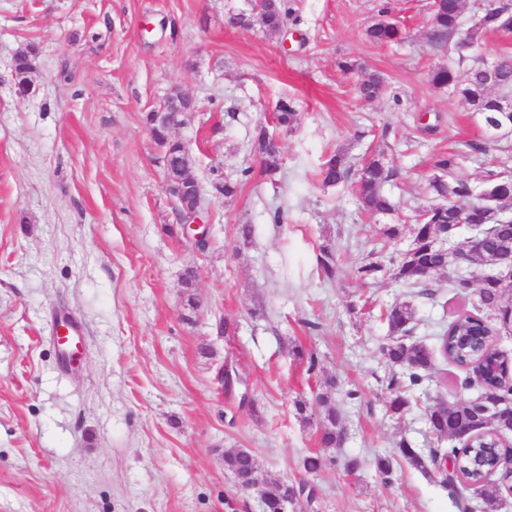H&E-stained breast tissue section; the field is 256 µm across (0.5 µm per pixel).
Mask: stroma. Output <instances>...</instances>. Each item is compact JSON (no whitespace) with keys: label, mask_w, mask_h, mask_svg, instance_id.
<instances>
[{"label":"stroma","mask_w":512,"mask_h":512,"mask_svg":"<svg viewBox=\"0 0 512 512\" xmlns=\"http://www.w3.org/2000/svg\"><path fill=\"white\" fill-rule=\"evenodd\" d=\"M385 4L402 43L366 36ZM288 6L300 39L287 52L281 34L230 25L249 0H0V512H262L224 467L232 448L312 489L296 512H459L461 499L480 500L479 487L445 486L397 455L403 437L435 446L424 415L434 399L476 390L442 361L404 418L388 414L380 312L408 291L356 269L371 250L386 261L409 247L436 155L457 153V175L479 187L487 171L512 170V149L487 142L468 105L431 83L448 55L431 45L430 0ZM30 44L38 92L22 99L12 61ZM346 59L383 77L377 98L359 97ZM174 93L196 103L179 135L201 187L202 247L182 232L143 119ZM283 99L299 122L277 131L269 173L252 139ZM339 152L354 163L381 153L396 170L397 238L358 222L352 183H321ZM219 176L239 182L234 197L212 196ZM325 246L332 280L318 265ZM361 298L369 312L351 314ZM476 302L440 284L436 300L417 301L416 340ZM326 390L345 428L336 448L294 407ZM314 454L328 462L310 472Z\"/></svg>","instance_id":"stroma-1"}]
</instances>
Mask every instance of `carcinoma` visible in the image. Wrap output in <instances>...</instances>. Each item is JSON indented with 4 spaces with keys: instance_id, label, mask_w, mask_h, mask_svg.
Instances as JSON below:
<instances>
[{
    "instance_id": "obj_1",
    "label": "carcinoma",
    "mask_w": 512,
    "mask_h": 512,
    "mask_svg": "<svg viewBox=\"0 0 512 512\" xmlns=\"http://www.w3.org/2000/svg\"><path fill=\"white\" fill-rule=\"evenodd\" d=\"M436 7L431 14V41L433 45L453 54L455 62L439 65L431 73V82L436 87H452L470 106L471 112L481 117L484 138L489 142L498 141L490 129L498 113L490 111L494 101H506L512 95V53L496 58L501 82L492 85L485 82L479 72L469 67L461 69L468 56L488 32H509L512 30V13L499 7L490 13L465 21L463 0H435ZM289 17L287 0H263L259 11L238 17V23L247 26L260 23L269 32H278ZM401 25L396 21L380 20L368 30V37L376 43H395L403 39ZM37 47L28 45L14 59L15 82L29 80L36 57ZM381 86L380 77L366 74L360 80V97L371 100ZM293 102L281 100L277 103L275 120L282 130H290L297 122ZM153 138L162 148V166L165 175L173 183L184 180L187 170L193 164L187 162L183 144L167 138L166 127L155 118V111L145 116ZM256 150L262 155L266 170L277 168L280 155L278 140L265 127H260L255 139ZM455 153L440 154L434 167L441 175L434 177L430 187L435 201L424 207L423 219L417 221L413 231L412 254L399 255L389 260L394 281L404 288H412V298L398 301L387 307L382 317L389 332L388 341L381 347L383 358L401 371L387 378L386 389L390 394L388 412L403 416L409 409L416 391L424 381L436 373L437 359L441 358L466 371H481L476 379L479 392L490 399L512 396V357L499 347L502 327L512 326V281L492 277L479 279L470 275L448 276V290L456 297H467L477 292L479 302L473 310H460L448 322V327L436 334L432 345L409 341L414 333L418 307L414 298L432 299L436 296L434 280L447 273L453 266L454 258L441 250L436 239L448 233H456L463 226L476 228L482 234L481 243L474 247L473 266L477 269L504 266L512 258V177L492 171L488 174L485 188L480 192L482 199L471 200L474 192L470 183L455 176L458 165ZM320 181L326 186H338L354 178L355 197L358 212L369 219L391 217L396 206L385 192V186L393 177V170L381 154H376L354 169L347 158L340 154L329 157L319 171ZM318 264L328 279L338 274L333 253L328 248L321 250ZM383 264L373 259L368 252L357 267L362 279L373 278L382 270ZM325 428L321 444L325 448L340 446L344 431L340 416L329 395L318 397ZM430 433L436 439V447L423 454L404 437L397 443L399 453L417 469L428 470V458L440 453L443 458L454 459V468L441 475V482L453 486L455 483L482 485L483 499L479 505L464 502L459 505L461 512H498L500 507L499 488L485 486L497 459L498 438H507L512 433V420L508 424L489 426L478 408L468 400L453 402L439 401L426 410ZM473 434L469 443L458 448L441 447L447 440L455 439L462 432ZM247 457L239 449L224 454V468L238 476L249 470ZM306 486L294 484L279 485L269 493V510L278 512L281 503L288 501L292 506L303 496Z\"/></svg>"
}]
</instances>
